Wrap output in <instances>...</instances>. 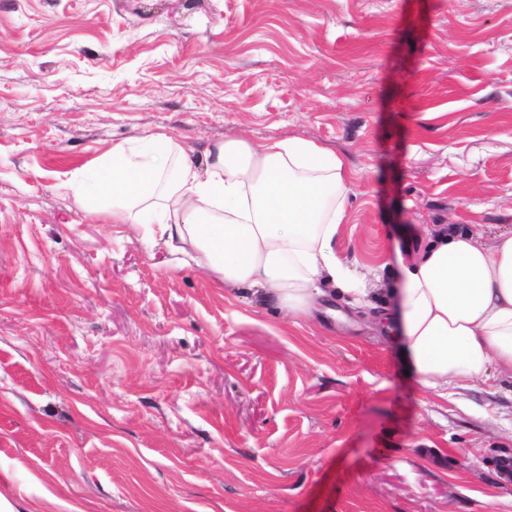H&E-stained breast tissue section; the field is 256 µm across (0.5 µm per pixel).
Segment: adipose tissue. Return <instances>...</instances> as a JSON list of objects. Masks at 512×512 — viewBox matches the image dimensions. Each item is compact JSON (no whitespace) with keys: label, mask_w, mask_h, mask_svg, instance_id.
Listing matches in <instances>:
<instances>
[{"label":"adipose tissue","mask_w":512,"mask_h":512,"mask_svg":"<svg viewBox=\"0 0 512 512\" xmlns=\"http://www.w3.org/2000/svg\"><path fill=\"white\" fill-rule=\"evenodd\" d=\"M143 152L112 148L99 185L108 207L90 208L82 177L75 204L116 224L144 226L154 245L308 319L330 296L366 306L368 290L336 251L354 196L343 159L298 138L227 139L197 158L165 134ZM399 281L371 306L377 326L396 332L401 356L426 388L512 380V230L485 243L441 225L395 253Z\"/></svg>","instance_id":"1"}]
</instances>
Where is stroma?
<instances>
[{
  "label": "stroma",
  "instance_id": "35a3bbf8",
  "mask_svg": "<svg viewBox=\"0 0 512 512\" xmlns=\"http://www.w3.org/2000/svg\"><path fill=\"white\" fill-rule=\"evenodd\" d=\"M342 155L336 238L512 230V0H0V496L18 512H512V384L422 388L79 209L113 145Z\"/></svg>",
  "mask_w": 512,
  "mask_h": 512
}]
</instances>
